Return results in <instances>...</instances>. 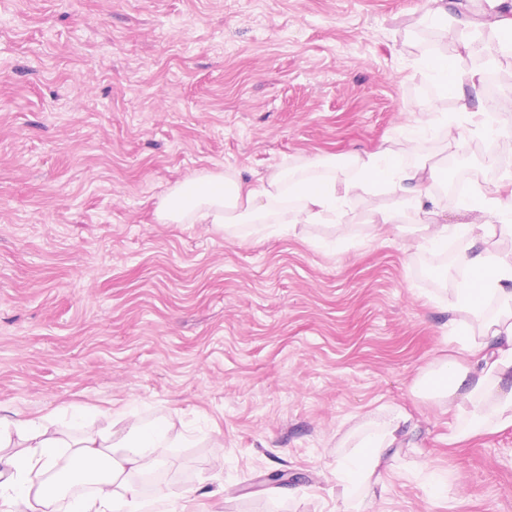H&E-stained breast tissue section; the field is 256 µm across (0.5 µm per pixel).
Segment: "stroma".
Wrapping results in <instances>:
<instances>
[{
  "label": "stroma",
  "mask_w": 512,
  "mask_h": 512,
  "mask_svg": "<svg viewBox=\"0 0 512 512\" xmlns=\"http://www.w3.org/2000/svg\"><path fill=\"white\" fill-rule=\"evenodd\" d=\"M426 0H0V415L72 407L181 420L131 480L190 512H512V427L449 445L423 373L457 354L453 251L367 236L392 197L353 195L335 223L279 236L163 224L198 172L249 178L399 148L413 118L459 123L402 165L448 161L472 184L512 179V98L498 134L423 94L456 23ZM419 427L370 493L344 499L339 442L392 411ZM447 485L430 495V473Z\"/></svg>",
  "instance_id": "35a3bbf8"
}]
</instances>
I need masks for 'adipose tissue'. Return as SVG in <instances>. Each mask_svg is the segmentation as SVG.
Returning <instances> with one entry per match:
<instances>
[{
  "label": "adipose tissue",
  "mask_w": 512,
  "mask_h": 512,
  "mask_svg": "<svg viewBox=\"0 0 512 512\" xmlns=\"http://www.w3.org/2000/svg\"><path fill=\"white\" fill-rule=\"evenodd\" d=\"M500 0H427L425 19L434 25L448 20L465 31L512 28V16L497 11ZM429 69L441 85L460 101L479 95L483 75L472 70L449 71L444 56L431 58ZM416 136H408L400 150L382 147L352 157L348 165L356 178L347 180L318 174L317 163L298 169L278 167L253 181L221 172H202L175 184L161 200L157 215L163 224H211L224 230L247 228L255 235H279L300 224L333 222L351 193L368 186L388 185L393 207L373 214L367 224L377 233L399 223L406 214L418 220L417 246L444 250L458 244L456 262L466 273L453 291L450 306L466 312L467 321L451 324V339L472 362L449 359L439 370L424 373L418 393L448 403L455 424L449 443L512 427V225L492 223L491 215L512 216V196L480 193L459 203L466 220L450 224L427 187L440 178L435 164L398 166L399 153L417 150ZM498 239L509 249L490 252L486 243ZM498 306L487 316L486 298ZM481 334H474V326ZM174 422L164 419L144 426L132 415L121 428L106 424L75 436L54 415L37 418L0 417V512H58L65 481L93 487L90 496L70 501V512H173L171 497L159 492L154 500H140L129 477L145 470L156 449L174 448ZM347 453L336 468V479L352 492L368 490L378 480L382 461L395 449L419 445L418 427L404 412L395 413L375 428L358 427L342 442Z\"/></svg>",
  "instance_id": "obj_1"
}]
</instances>
